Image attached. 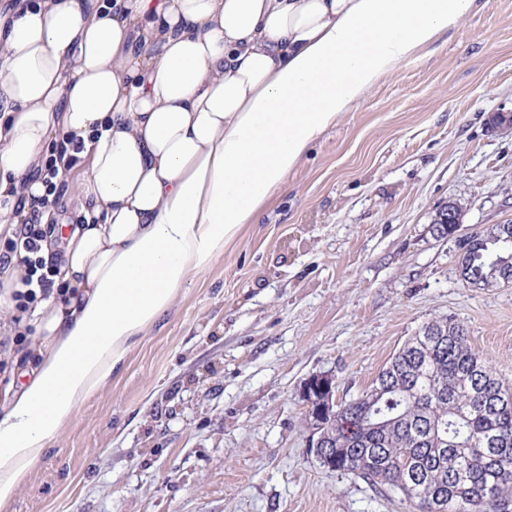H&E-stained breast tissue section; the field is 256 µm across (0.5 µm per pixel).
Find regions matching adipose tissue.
Wrapping results in <instances>:
<instances>
[{"label":"adipose tissue","mask_w":512,"mask_h":512,"mask_svg":"<svg viewBox=\"0 0 512 512\" xmlns=\"http://www.w3.org/2000/svg\"><path fill=\"white\" fill-rule=\"evenodd\" d=\"M478 0H30L0 12V230L63 139L87 170L39 358L0 413V507L310 144Z\"/></svg>","instance_id":"adipose-tissue-1"}]
</instances>
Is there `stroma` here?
I'll return each instance as SVG.
<instances>
[{
    "label": "stroma",
    "mask_w": 512,
    "mask_h": 512,
    "mask_svg": "<svg viewBox=\"0 0 512 512\" xmlns=\"http://www.w3.org/2000/svg\"><path fill=\"white\" fill-rule=\"evenodd\" d=\"M512 0L383 77L311 144L252 223L180 288L0 512H402L307 450L301 387L359 395L451 316L512 385V284L458 272L459 234L512 221Z\"/></svg>",
    "instance_id": "stroma-1"
}]
</instances>
